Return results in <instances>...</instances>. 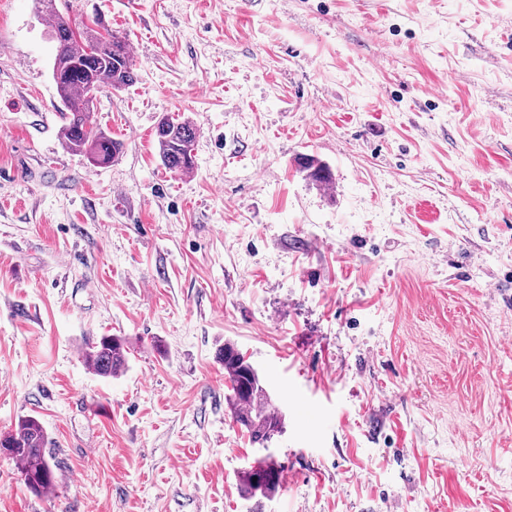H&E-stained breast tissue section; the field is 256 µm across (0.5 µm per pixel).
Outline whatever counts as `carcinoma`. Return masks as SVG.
<instances>
[{"instance_id":"cac0c4a2","label":"carcinoma","mask_w":512,"mask_h":512,"mask_svg":"<svg viewBox=\"0 0 512 512\" xmlns=\"http://www.w3.org/2000/svg\"><path fill=\"white\" fill-rule=\"evenodd\" d=\"M38 12L50 19L56 42L52 79L65 107L61 113V138L65 147L87 156L90 164L104 167L120 154L122 145L93 121L96 93L104 88L121 90L133 86L139 75L129 40L97 13L90 22L77 21L60 12L56 0H36ZM197 128L189 120L165 118L156 128L158 154L162 164L175 173L193 169V145ZM299 170L313 181H332L328 168L314 158L302 157ZM127 340L121 336H101L83 351L84 360L99 376L112 377L126 365ZM224 377L229 383V404L233 420L248 434L252 444L266 447L282 432V415L271 405L258 371L234 344L220 351ZM10 458L22 465L26 487L40 496L55 485L56 476L47 458V437L35 416L17 422L4 438ZM248 498H272L281 488V465L270 454L255 461L239 476Z\"/></svg>"}]
</instances>
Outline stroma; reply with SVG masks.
Here are the masks:
<instances>
[{
  "label": "stroma",
  "mask_w": 512,
  "mask_h": 512,
  "mask_svg": "<svg viewBox=\"0 0 512 512\" xmlns=\"http://www.w3.org/2000/svg\"><path fill=\"white\" fill-rule=\"evenodd\" d=\"M57 7L140 79L98 93L123 152L92 167L47 21L0 0V435L36 416L56 475L37 497L0 457V512H512V0ZM104 335L115 377L82 357ZM227 342L284 419L271 498L240 490ZM197 128L189 120L165 118L156 128L158 154L162 164L175 173H188L194 167L193 145ZM127 340L121 336H101L83 351L84 360L99 376L112 377L126 365Z\"/></svg>",
  "instance_id": "obj_1"
}]
</instances>
